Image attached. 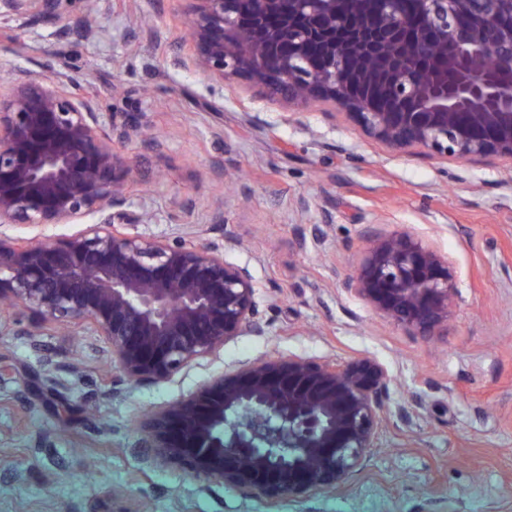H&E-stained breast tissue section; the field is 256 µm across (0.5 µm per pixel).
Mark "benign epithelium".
Masks as SVG:
<instances>
[{"label":"benign epithelium","mask_w":512,"mask_h":512,"mask_svg":"<svg viewBox=\"0 0 512 512\" xmlns=\"http://www.w3.org/2000/svg\"><path fill=\"white\" fill-rule=\"evenodd\" d=\"M190 52L174 58L243 77L270 100L330 104L394 150L512 162V0H183ZM33 23L72 30L58 0H0ZM316 50V67L307 55ZM145 127L103 112L65 71L20 70L0 83V224H86L67 239L0 231V306L88 323L106 336L112 387L164 381L229 340L263 330L257 284L226 259L236 242L150 237L129 210ZM343 288L415 333L448 335L449 258L403 232L370 235ZM380 363L260 359L210 379L147 418L132 448L254 497L335 493L377 448L390 410Z\"/></svg>","instance_id":"7a95c632"}]
</instances>
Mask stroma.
Returning a JSON list of instances; mask_svg holds the SVG:
<instances>
[{"instance_id":"35a3bbf8","label":"stroma","mask_w":512,"mask_h":512,"mask_svg":"<svg viewBox=\"0 0 512 512\" xmlns=\"http://www.w3.org/2000/svg\"><path fill=\"white\" fill-rule=\"evenodd\" d=\"M182 13L181 0H104L102 32L89 40L8 17L0 81L62 57L103 111L160 132L161 146L125 150L139 161L131 202L152 214L131 233L232 230L239 245L226 257L250 266L265 330L168 380L116 388L96 330L5 308L0 512H512V163L395 151L333 107L267 100L245 81L178 68ZM371 230L411 233L450 258L458 298L447 335L405 331L343 289ZM288 356L375 360L392 401L412 405L411 423H383L378 450L337 494L247 497L133 453L156 411L219 373Z\"/></svg>"}]
</instances>
